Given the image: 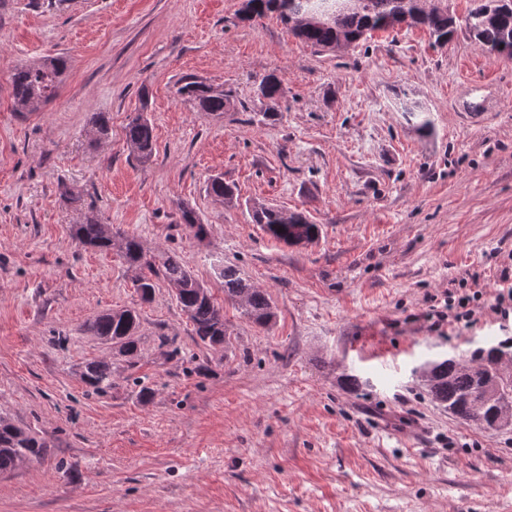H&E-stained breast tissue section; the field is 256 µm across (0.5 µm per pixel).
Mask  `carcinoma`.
<instances>
[{
  "label": "carcinoma",
  "mask_w": 512,
  "mask_h": 512,
  "mask_svg": "<svg viewBox=\"0 0 512 512\" xmlns=\"http://www.w3.org/2000/svg\"><path fill=\"white\" fill-rule=\"evenodd\" d=\"M254 16L277 12L283 21L296 19L291 26L294 35L319 50H332L350 45L367 34L401 22L409 27H424L435 43L451 41L457 31L456 18L448 14L447 0H252ZM467 33L490 53L512 55V9H490L488 0H470L464 19ZM68 69L64 57L44 59L37 63L15 66L10 75V95L18 112H30L50 102ZM258 93L274 100L280 94L281 81L269 75L259 82ZM178 93L192 101L201 112L221 117L227 105L224 91L213 88L193 76L181 79ZM130 153L141 163L154 156V130L140 112L125 126ZM208 193L218 200L233 202V188L220 177L207 184ZM254 223L273 239L289 246L310 244L319 237L320 228L301 213L289 216L266 206L253 209ZM72 237L85 248L100 252L116 250L135 270V286L141 299H152L157 282L162 280L174 289L175 299L193 325L197 344L222 347L231 344L229 328L224 321V306L210 289L200 282L192 270L175 254L147 251L139 237L112 230L97 216L88 215L81 224L71 225ZM224 281V301L236 304L252 323L269 327L276 311L268 294L254 288L240 271L225 265L218 271ZM139 313L134 309H111L99 315L90 325L94 336L110 344L130 364L139 357L137 336ZM494 354L473 351L469 358H445L426 363L420 368L425 390L436 405L463 423L493 429V421L512 416V377H501L493 366ZM112 364L95 360L87 363L82 380L96 392L111 386ZM49 444L32 429L0 416V474L16 469L19 459H41Z\"/></svg>",
  "instance_id": "1"
}]
</instances>
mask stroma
I'll return each instance as SVG.
<instances>
[{
  "mask_svg": "<svg viewBox=\"0 0 512 512\" xmlns=\"http://www.w3.org/2000/svg\"><path fill=\"white\" fill-rule=\"evenodd\" d=\"M240 7L0 0V415L50 444L0 475V512H512V430L456 420L413 374L512 337L493 310L512 291V58L398 26L320 51ZM56 56L57 97L15 112L12 68ZM271 73L273 105L256 91ZM186 75L224 90L222 118L178 94ZM137 112L146 164L125 140ZM215 175L235 205L208 194ZM256 204L304 212L318 240H274ZM92 213L177 253L216 298L219 264L236 267L275 324L228 304L232 348L198 346L167 285L142 301L117 252L73 240ZM472 287L475 323L440 319ZM122 308L140 314L133 366L88 329ZM94 360L112 364L102 393L81 379ZM126 143L130 153L141 163H147L154 156V130L143 113H136L125 126Z\"/></svg>",
  "mask_w": 512,
  "mask_h": 512,
  "instance_id": "35a3bbf8",
  "label": "stroma"
}]
</instances>
